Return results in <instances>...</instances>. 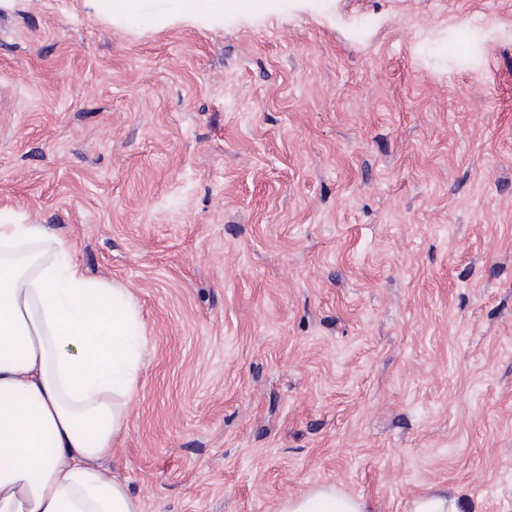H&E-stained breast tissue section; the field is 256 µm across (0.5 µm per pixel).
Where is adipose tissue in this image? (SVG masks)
<instances>
[{"label": "adipose tissue", "mask_w": 512, "mask_h": 512, "mask_svg": "<svg viewBox=\"0 0 512 512\" xmlns=\"http://www.w3.org/2000/svg\"><path fill=\"white\" fill-rule=\"evenodd\" d=\"M132 293L88 277L60 235L0 224V512H141L105 463L143 362ZM280 512H373L322 483Z\"/></svg>", "instance_id": "ef3b65f1"}]
</instances>
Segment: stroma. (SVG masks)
<instances>
[{
	"mask_svg": "<svg viewBox=\"0 0 512 512\" xmlns=\"http://www.w3.org/2000/svg\"><path fill=\"white\" fill-rule=\"evenodd\" d=\"M238 3L0 20V224L144 325L113 473L142 512H512V0ZM372 503L363 497L346 494L336 484L322 483L305 493L288 497L280 512H374ZM410 512H468L460 511L458 497L448 495V489H431L411 502Z\"/></svg>",
	"mask_w": 512,
	"mask_h": 512,
	"instance_id": "35a3bbf8",
	"label": "stroma"
}]
</instances>
